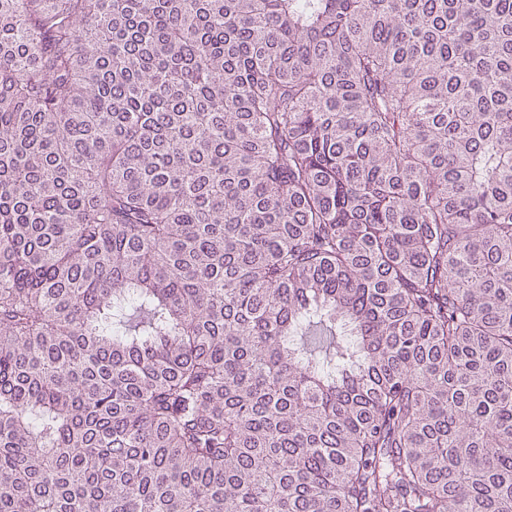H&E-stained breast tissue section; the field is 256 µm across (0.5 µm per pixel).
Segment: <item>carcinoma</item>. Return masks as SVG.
<instances>
[{
	"label": "carcinoma",
	"mask_w": 512,
	"mask_h": 512,
	"mask_svg": "<svg viewBox=\"0 0 512 512\" xmlns=\"http://www.w3.org/2000/svg\"><path fill=\"white\" fill-rule=\"evenodd\" d=\"M0 512H512V0H0Z\"/></svg>",
	"instance_id": "carcinoma-1"
}]
</instances>
